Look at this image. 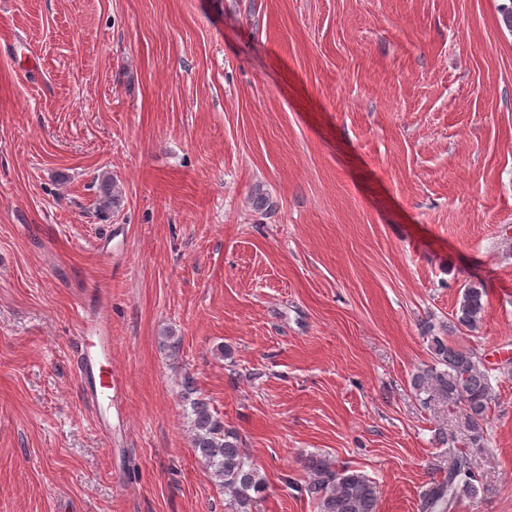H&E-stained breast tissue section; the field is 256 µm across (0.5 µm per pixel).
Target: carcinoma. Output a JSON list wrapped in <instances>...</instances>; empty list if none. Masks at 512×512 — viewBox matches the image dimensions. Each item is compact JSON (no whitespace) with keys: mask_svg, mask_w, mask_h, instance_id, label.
<instances>
[{"mask_svg":"<svg viewBox=\"0 0 512 512\" xmlns=\"http://www.w3.org/2000/svg\"><path fill=\"white\" fill-rule=\"evenodd\" d=\"M99 209L120 207L121 194L112 180L103 182L99 190ZM486 291L473 285L464 289L458 310L450 327L474 331L485 312ZM432 364L413 376L411 385L417 394H426L423 404L439 396L448 404L463 409L468 427V448L454 447L456 437L448 435L453 458L441 477H434L422 491L418 512H449L463 498H476L486 491L482 476L476 472L471 448L485 444V428L495 393L491 369L476 349L461 348L437 336L432 338ZM183 402L189 405V428L195 454L229 496L231 512H252L267 484L260 469L244 453L238 434L224 428L212 410L209 400L197 394L193 382L185 380ZM308 480L304 491L316 512H378L379 490L366 474L318 455L305 459Z\"/></svg>","mask_w":512,"mask_h":512,"instance_id":"1","label":"carcinoma"}]
</instances>
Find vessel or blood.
<instances>
[{
	"mask_svg": "<svg viewBox=\"0 0 512 512\" xmlns=\"http://www.w3.org/2000/svg\"><path fill=\"white\" fill-rule=\"evenodd\" d=\"M80 344V373L85 379L84 395L93 407L101 408L99 429L107 435L112 429L111 410L116 406L118 388L112 381V336L106 313L82 316Z\"/></svg>",
	"mask_w": 512,
	"mask_h": 512,
	"instance_id": "vessel-or-blood-1",
	"label": "vessel or blood"
}]
</instances>
